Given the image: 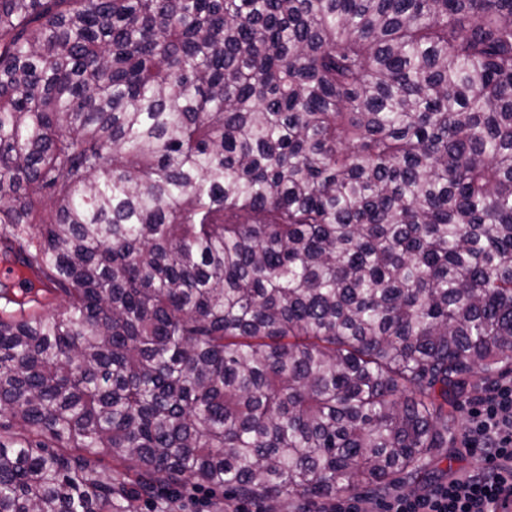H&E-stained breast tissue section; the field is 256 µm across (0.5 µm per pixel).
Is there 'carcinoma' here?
Wrapping results in <instances>:
<instances>
[{
    "mask_svg": "<svg viewBox=\"0 0 512 512\" xmlns=\"http://www.w3.org/2000/svg\"><path fill=\"white\" fill-rule=\"evenodd\" d=\"M0 257V512L416 482L512 367V0H0Z\"/></svg>",
    "mask_w": 512,
    "mask_h": 512,
    "instance_id": "carcinoma-1",
    "label": "carcinoma"
}]
</instances>
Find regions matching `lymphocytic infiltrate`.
I'll return each instance as SVG.
<instances>
[{
    "label": "lymphocytic infiltrate",
    "mask_w": 512,
    "mask_h": 512,
    "mask_svg": "<svg viewBox=\"0 0 512 512\" xmlns=\"http://www.w3.org/2000/svg\"><path fill=\"white\" fill-rule=\"evenodd\" d=\"M463 448L484 467L420 494L393 493L382 512H498L501 499L512 495V381L479 391Z\"/></svg>",
    "instance_id": "f902f5d3"
}]
</instances>
